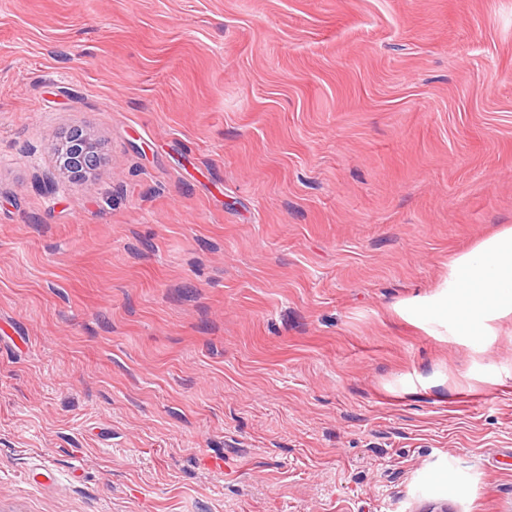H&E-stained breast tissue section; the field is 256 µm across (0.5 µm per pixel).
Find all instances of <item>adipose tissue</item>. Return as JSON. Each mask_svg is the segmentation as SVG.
I'll use <instances>...</instances> for the list:
<instances>
[{
  "label": "adipose tissue",
  "mask_w": 512,
  "mask_h": 512,
  "mask_svg": "<svg viewBox=\"0 0 512 512\" xmlns=\"http://www.w3.org/2000/svg\"><path fill=\"white\" fill-rule=\"evenodd\" d=\"M407 311L450 341L482 347L492 321L512 313V228L459 255L441 292Z\"/></svg>",
  "instance_id": "1"
}]
</instances>
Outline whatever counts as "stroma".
Masks as SVG:
<instances>
[{
	"mask_svg": "<svg viewBox=\"0 0 512 512\" xmlns=\"http://www.w3.org/2000/svg\"><path fill=\"white\" fill-rule=\"evenodd\" d=\"M508 228L512 0H0V512H512ZM76 141H79V147L74 148L73 155H76L75 159L71 161L67 169L62 171V174L71 179H76L74 176H80L86 169L95 167L98 161L96 145L89 134L82 133ZM440 288L436 297L409 304L408 313L439 328V336L482 347L491 322L512 313V228L459 255Z\"/></svg>",
	"mask_w": 512,
	"mask_h": 512,
	"instance_id": "35a3bbf8",
	"label": "stroma"
}]
</instances>
